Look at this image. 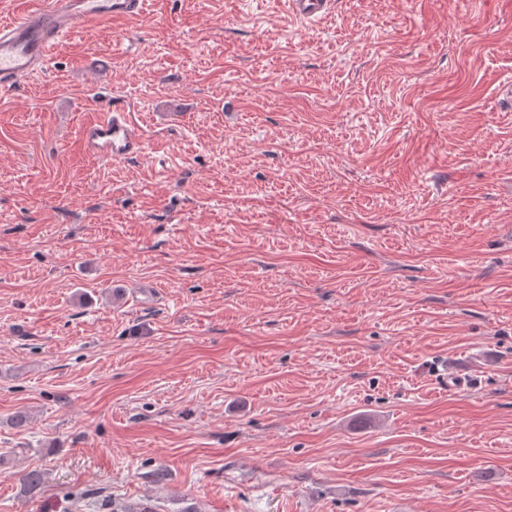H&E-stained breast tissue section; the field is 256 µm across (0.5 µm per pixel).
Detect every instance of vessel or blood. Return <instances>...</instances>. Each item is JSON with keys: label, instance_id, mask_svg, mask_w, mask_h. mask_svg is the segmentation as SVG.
I'll list each match as a JSON object with an SVG mask.
<instances>
[{"label": "vessel or blood", "instance_id": "1", "mask_svg": "<svg viewBox=\"0 0 512 512\" xmlns=\"http://www.w3.org/2000/svg\"><path fill=\"white\" fill-rule=\"evenodd\" d=\"M146 0H21L17 15L0 23V94L45 70L55 42L113 17L136 15ZM299 22H318L332 0H286ZM80 140L86 152L106 160H131L144 153V134L124 110L107 109L84 123Z\"/></svg>", "mask_w": 512, "mask_h": 512}]
</instances>
